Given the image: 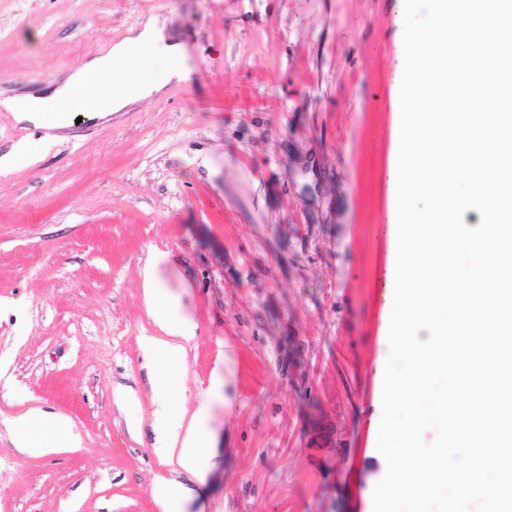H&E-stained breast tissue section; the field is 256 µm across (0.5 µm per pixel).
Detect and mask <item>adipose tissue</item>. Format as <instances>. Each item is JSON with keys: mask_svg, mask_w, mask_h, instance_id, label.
Instances as JSON below:
<instances>
[{"mask_svg": "<svg viewBox=\"0 0 512 512\" xmlns=\"http://www.w3.org/2000/svg\"><path fill=\"white\" fill-rule=\"evenodd\" d=\"M160 38L154 21H146L141 29L111 45L104 53L90 58L68 79L45 92L0 100V108L12 112L20 122L49 129L70 126L73 109L93 116H106L125 106L159 93L164 84L183 81L187 68L180 51H170L161 80L149 82L139 73L140 62L150 60ZM167 256L151 259L144 270L143 294L149 315L161 334L145 340V350L160 367L180 362L185 346L195 336V324L178 318L159 302L162 289V267ZM207 405H200L191 418L173 413L165 400H157L154 411L156 445L166 456L195 477H204L211 466L210 437L204 429ZM17 445L34 455L56 453L78 445L67 420L34 409L12 426Z\"/></svg>", "mask_w": 512, "mask_h": 512, "instance_id": "adipose-tissue-1", "label": "adipose tissue"}]
</instances>
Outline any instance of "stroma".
I'll return each instance as SVG.
<instances>
[{
	"instance_id": "stroma-1",
	"label": "stroma",
	"mask_w": 512,
	"mask_h": 512,
	"mask_svg": "<svg viewBox=\"0 0 512 512\" xmlns=\"http://www.w3.org/2000/svg\"><path fill=\"white\" fill-rule=\"evenodd\" d=\"M189 70L68 138L0 108V512H372L399 0H0V99L63 82L146 19ZM196 336L152 378L142 274ZM231 361L233 376L219 367ZM209 392L204 480L155 447L156 398ZM79 447L28 454L13 420ZM17 447L34 455L57 453L78 447L77 436L67 420L41 410H30L12 424Z\"/></svg>"
}]
</instances>
